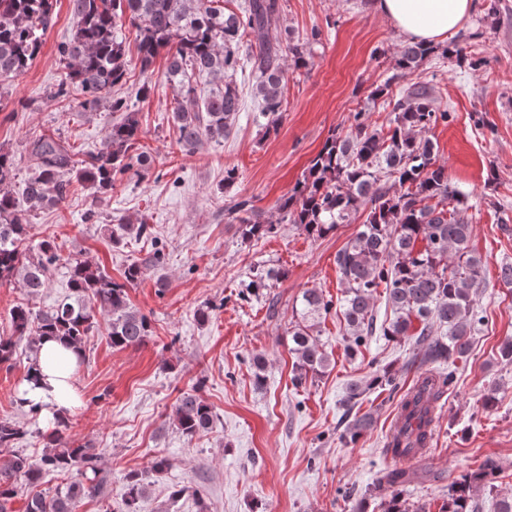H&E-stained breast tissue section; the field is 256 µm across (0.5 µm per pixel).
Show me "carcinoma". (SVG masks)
<instances>
[{
  "label": "carcinoma",
  "mask_w": 512,
  "mask_h": 512,
  "mask_svg": "<svg viewBox=\"0 0 512 512\" xmlns=\"http://www.w3.org/2000/svg\"><path fill=\"white\" fill-rule=\"evenodd\" d=\"M56 0H0V91L5 82L26 72L37 58L43 37L54 17ZM220 0H70L75 28L71 38L57 47L65 77L50 97L65 99L71 89L82 96L84 111L105 108L119 117L105 131L102 148L78 157L59 135L34 140L30 157L35 171L24 181L22 198L11 185L17 177L14 156L0 149V282H19L31 296L46 287L53 270L62 266L69 275L71 295L51 311L40 313L20 303L10 311L11 334L0 336V364L17 354L19 342L28 339L37 353L45 336H62L75 348L100 320H105L112 348L123 350L143 344L150 336L149 318L134 309L128 288L136 283L143 265L129 264L120 281L82 255L65 253L53 240L42 241L37 251L24 248L37 212L58 205L76 179L94 189L96 200L112 196L124 176L142 181L148 175L147 158L140 152L143 131L139 114L126 100L112 95L127 82L129 63L118 27L127 20L136 30L140 71L149 73L157 56L166 57V79L173 89L172 120L178 143L194 148L207 140L219 144L232 130L241 101L233 76L244 63L251 66L256 97L260 99L263 128H277L283 118L285 69L283 52L296 68L307 61L301 44L272 43L267 33L280 16V0H244L239 11H225ZM251 34L257 43L242 52V39ZM453 58L460 67L479 69L483 59L463 53L453 42L443 50L431 44L408 42L395 59V69L406 72L436 52ZM205 76L213 87L198 92L196 77ZM453 119L448 108L433 98L425 83L407 86L387 128L369 121V113H353L350 132L331 134L309 161L302 178L276 202L281 219L311 238H320L348 223L360 209L368 210L356 235L336 253L343 295L335 302L345 321L347 350L354 353L370 336L421 347L414 361L448 362L469 350V336L484 325L477 305L478 290L485 286L487 258L470 248L471 205L468 195L448 179L447 168L437 163V147L427 133ZM244 214L239 230L245 240L273 233L275 224L256 219L248 199L235 203ZM123 231L136 238L150 236L142 217L123 222ZM288 270L260 266L251 273L245 297L257 295L287 279ZM383 288L393 317L378 324L373 314L374 295ZM332 300L306 289L300 299V319L289 331V351L294 382L325 372L329 359L316 335V319L330 313ZM453 371L420 379L400 402L401 424L387 443V452L401 456L425 448L432 436L433 403L452 382ZM397 390L396 377L384 368L364 385L350 388L348 400L372 389ZM203 381L183 393L172 408L175 428L191 439L213 423L211 406L200 392ZM371 425L368 416L355 420L343 439L356 441ZM68 420H57L42 434L47 451L37 461L15 454L0 462V512L16 494L17 477L32 482L45 472L76 471L77 480L49 499L36 494L26 512H77L80 499L100 493L98 456L93 449L64 436ZM27 431L7 418L0 419V448H14ZM498 466L486 462L452 484L442 512H478L474 491L493 489ZM385 481L391 494L384 512L411 511L404 505L400 487L407 472L393 469ZM145 484L140 474L126 476L124 508L135 512Z\"/></svg>",
  "instance_id": "1"
}]
</instances>
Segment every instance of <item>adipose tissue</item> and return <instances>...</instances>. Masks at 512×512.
<instances>
[{"label": "adipose tissue", "instance_id": "ef3b65f1", "mask_svg": "<svg viewBox=\"0 0 512 512\" xmlns=\"http://www.w3.org/2000/svg\"><path fill=\"white\" fill-rule=\"evenodd\" d=\"M375 10L402 35L427 44L445 39L472 12L474 0H373ZM77 350L62 342L42 340L39 380L28 386L26 399L41 414L69 412L76 400L73 376Z\"/></svg>", "mask_w": 512, "mask_h": 512}]
</instances>
